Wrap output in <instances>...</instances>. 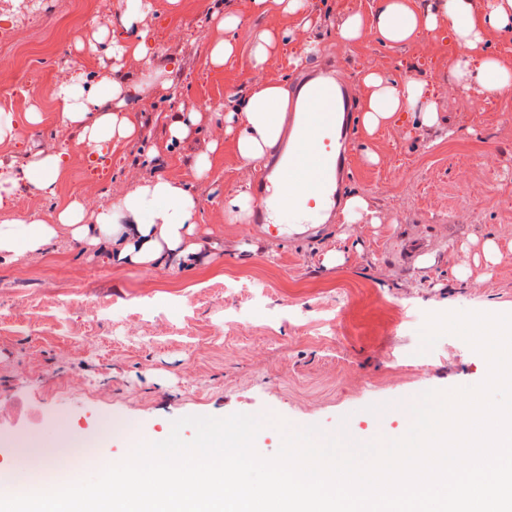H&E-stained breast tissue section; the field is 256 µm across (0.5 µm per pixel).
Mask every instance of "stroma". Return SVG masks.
<instances>
[{"mask_svg": "<svg viewBox=\"0 0 512 512\" xmlns=\"http://www.w3.org/2000/svg\"><path fill=\"white\" fill-rule=\"evenodd\" d=\"M22 2L0 0L17 45L54 40L65 24L72 30L30 71H11L6 85L18 111L0 158L16 169L35 154L68 151L61 180L69 189L49 201L21 185L18 196L31 197L32 206L1 205L0 224L31 215L52 221L75 196L93 214L109 203L114 183L132 187L162 175L189 182L200 201L195 237L210 244L208 263L159 270L160 282L178 289L172 316L149 304L135 267L92 255L64 229L40 253L0 259V398L21 397L40 410L41 433L30 446L81 448L99 442L110 420L122 427L103 442L116 463L132 438L152 441L170 434L177 419L225 417L236 407L294 428L340 414L364 438L394 432L399 413L424 391L485 380L486 358L463 339L446 334L426 350L419 335L430 313H512V196L504 193L512 186V94L496 97L497 111H475L479 86L464 93L448 76L446 24L400 44L347 42L340 26L353 14L370 17L374 0H307L295 14L273 2L262 12L252 0H228L242 24L232 54L216 66L210 48L224 32L213 0H151L141 25L155 48L153 64L147 69L129 56L116 72L98 43L117 25L120 0H34L36 22ZM301 29L316 42L317 58L338 63L337 80L355 103L369 92L366 74L422 78L438 122L423 126L408 112L373 129L354 121L339 192L362 195L374 222L337 218L260 250L250 220L230 221L224 211L225 194L248 191L260 169L240 159L224 116L256 81L296 87L302 72L291 60ZM260 42L267 62L258 73L250 56ZM81 72L141 87L116 109L137 134L105 145L111 160L104 168L88 165L90 146L72 136L52 97ZM164 72L180 95L163 85ZM179 116L189 124L175 140L169 124ZM204 153L211 168L197 180L192 168ZM484 155L501 167L486 169ZM256 302L273 317V335L241 327ZM382 303L402 306L405 320L378 324ZM136 318L145 326L128 335L125 323ZM90 327L97 332L91 340ZM20 364L29 377L16 376ZM76 377L92 393L68 391Z\"/></svg>", "mask_w": 512, "mask_h": 512, "instance_id": "35a3bbf8", "label": "stroma"}]
</instances>
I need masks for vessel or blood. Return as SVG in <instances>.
I'll list each match as a JSON object with an SVG mask.
<instances>
[{
	"mask_svg": "<svg viewBox=\"0 0 512 512\" xmlns=\"http://www.w3.org/2000/svg\"><path fill=\"white\" fill-rule=\"evenodd\" d=\"M333 71L331 64L318 65L319 79L307 89L311 105L300 114L295 138L309 144V151L283 162L275 178L262 173L254 182L255 220L267 225L268 239H286L298 229L316 228L336 201L331 186L345 159L349 134L338 129L340 99Z\"/></svg>",
	"mask_w": 512,
	"mask_h": 512,
	"instance_id": "vessel-or-blood-1",
	"label": "vessel or blood"
}]
</instances>
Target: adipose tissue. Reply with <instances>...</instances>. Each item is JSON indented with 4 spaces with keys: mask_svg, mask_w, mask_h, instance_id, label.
I'll return each instance as SVG.
<instances>
[{
    "mask_svg": "<svg viewBox=\"0 0 512 512\" xmlns=\"http://www.w3.org/2000/svg\"><path fill=\"white\" fill-rule=\"evenodd\" d=\"M150 10L149 0H123L118 31L106 47L113 70H120L129 54L151 66L154 48L148 31L140 26ZM442 20L461 49L450 68L455 82L472 81L492 94L511 93L512 70L475 49L490 32L512 37V0H487L481 7L475 0H437L433 9L414 7L411 0H376L370 21L350 16L339 35L352 42L368 27L381 44L391 45L433 31ZM364 82L370 90L361 106L364 127L400 112L417 114L426 126L436 123V103L426 81L409 78L397 83L371 73ZM128 94V86L116 80L102 78L90 84L81 74L54 91L63 121L78 128L80 141L98 146L135 136V125L112 110L113 101L126 100ZM290 102L286 84L258 82L243 94L235 111L225 115L241 160L259 161L280 143ZM66 164L67 154L62 151L36 156L21 168L0 173V205L11 200L23 183L33 185L44 197H55ZM198 209L199 201L187 182L158 176L114 196L91 220L82 199L75 197L58 212L55 223L31 216L1 224L0 257L42 252L64 226L75 240L101 252L111 263L144 269L193 266L205 260L201 245L191 240Z\"/></svg>",
    "mask_w": 512,
    "mask_h": 512,
    "instance_id": "ef3b65f1",
    "label": "adipose tissue"
}]
</instances>
